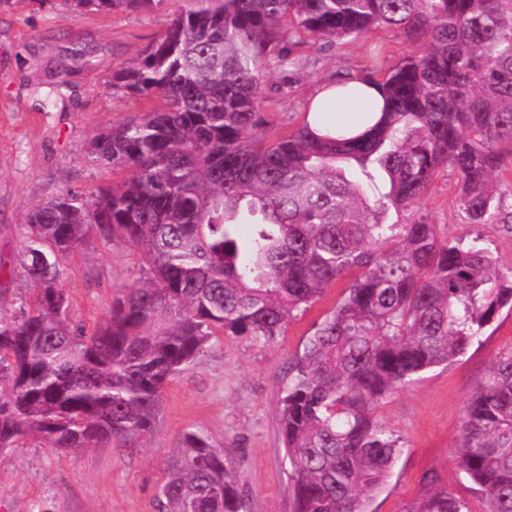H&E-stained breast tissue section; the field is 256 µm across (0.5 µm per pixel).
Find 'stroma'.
<instances>
[{
	"mask_svg": "<svg viewBox=\"0 0 512 512\" xmlns=\"http://www.w3.org/2000/svg\"><path fill=\"white\" fill-rule=\"evenodd\" d=\"M193 5V0H164L149 12L98 14L71 0H0V314H14L36 293L16 272L22 243L15 225L25 223L39 203L110 185L112 169L91 157L92 140L111 125L141 118L153 105L113 90L112 67L157 40L175 8ZM375 44L389 64L409 49L391 30L338 44L300 42L295 51L307 64L292 76L269 58L261 90L268 138L301 124L315 87L358 73L366 48ZM455 182L453 172L440 173L423 206L448 235L493 240L500 263L512 265V236L460 223ZM147 269L139 247L90 231L62 268L60 285L70 296L72 322L93 330L106 319L113 298L137 286ZM345 287L341 280L328 288L275 340L218 335L166 386L148 441L66 454L30 441L0 456V512H158L157 488L188 428L209 433L234 457L250 512H293L291 468L279 431L281 392L290 362ZM509 346L512 314L502 316L482 344L457 361L423 373L378 402L376 417L398 431L403 448L368 512H403L430 470L448 489L469 498L473 512H481L452 462L453 449L464 408L490 359Z\"/></svg>",
	"mask_w": 512,
	"mask_h": 512,
	"instance_id": "1",
	"label": "stroma"
}]
</instances>
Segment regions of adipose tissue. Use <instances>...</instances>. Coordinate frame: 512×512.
Returning <instances> with one entry per match:
<instances>
[{"instance_id": "adipose-tissue-1", "label": "adipose tissue", "mask_w": 512, "mask_h": 512, "mask_svg": "<svg viewBox=\"0 0 512 512\" xmlns=\"http://www.w3.org/2000/svg\"><path fill=\"white\" fill-rule=\"evenodd\" d=\"M382 107L383 97L375 86L357 80L344 87L324 84L311 95L306 119L312 128L323 134L358 111L368 110L373 116H380Z\"/></svg>"}]
</instances>
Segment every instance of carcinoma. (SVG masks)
<instances>
[{"label":"carcinoma","mask_w":512,"mask_h":512,"mask_svg":"<svg viewBox=\"0 0 512 512\" xmlns=\"http://www.w3.org/2000/svg\"><path fill=\"white\" fill-rule=\"evenodd\" d=\"M72 2L140 12L164 0ZM285 22L315 41L403 36L410 49L382 78L359 77L383 92L374 126L253 136L263 61L301 66ZM109 83L160 105L92 141L95 160L126 172L120 183L37 204L16 227L37 292L0 316V455L32 438L68 453L139 442L164 387L214 336L273 340L347 276L290 363L280 433L294 512H366L402 448L376 404L512 313V267L490 241L448 237L420 205L450 169L460 223L512 235V182L500 179L512 170V0H195ZM93 224L141 247L149 273L87 333L68 324L60 259ZM178 448L159 512H248L223 444L187 429ZM454 461L482 512H512V346L472 393ZM420 484L404 512H472L436 472Z\"/></svg>","instance_id":"1"}]
</instances>
